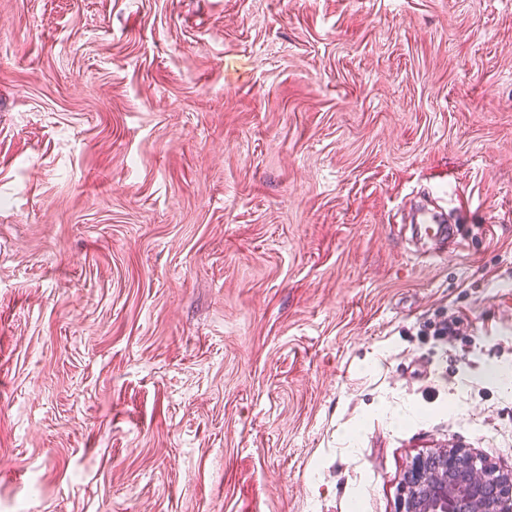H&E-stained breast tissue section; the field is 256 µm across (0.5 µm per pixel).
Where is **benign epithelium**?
<instances>
[{
  "instance_id": "benign-epithelium-1",
  "label": "benign epithelium",
  "mask_w": 512,
  "mask_h": 512,
  "mask_svg": "<svg viewBox=\"0 0 512 512\" xmlns=\"http://www.w3.org/2000/svg\"><path fill=\"white\" fill-rule=\"evenodd\" d=\"M402 482L396 512H512V473L457 448L416 458Z\"/></svg>"
}]
</instances>
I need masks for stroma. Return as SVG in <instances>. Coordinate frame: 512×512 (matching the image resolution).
<instances>
[{
    "label": "stroma",
    "instance_id": "stroma-1",
    "mask_svg": "<svg viewBox=\"0 0 512 512\" xmlns=\"http://www.w3.org/2000/svg\"><path fill=\"white\" fill-rule=\"evenodd\" d=\"M503 367L512 0H0V512H395ZM415 223V228L420 236H424L432 242L430 250L422 251L418 256L426 260H433L457 253L461 240H458L456 224H441L437 215L430 211H421L417 215Z\"/></svg>",
    "mask_w": 512,
    "mask_h": 512
}]
</instances>
